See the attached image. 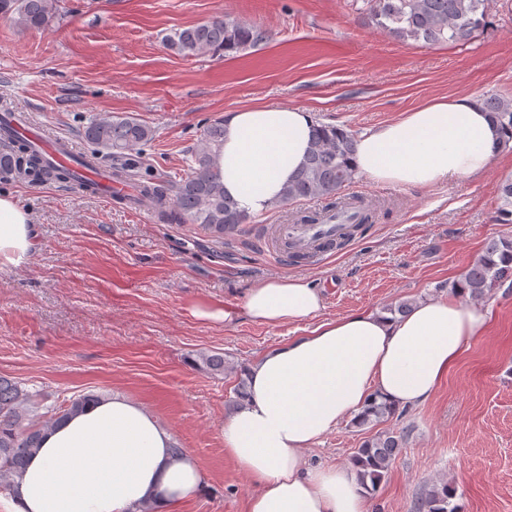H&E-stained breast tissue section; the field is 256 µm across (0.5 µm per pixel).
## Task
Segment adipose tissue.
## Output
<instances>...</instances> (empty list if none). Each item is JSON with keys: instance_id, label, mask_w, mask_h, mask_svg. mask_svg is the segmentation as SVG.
<instances>
[{"instance_id": "ef3b65f1", "label": "adipose tissue", "mask_w": 512, "mask_h": 512, "mask_svg": "<svg viewBox=\"0 0 512 512\" xmlns=\"http://www.w3.org/2000/svg\"><path fill=\"white\" fill-rule=\"evenodd\" d=\"M223 123L224 192L264 214L303 165L315 115L260 104L225 113ZM501 143L479 98L440 97L357 136L353 163L378 183L434 188L483 172ZM36 236L28 210L0 195V266L27 265ZM243 308L264 325L316 323L248 366V396L224 422L225 454L257 486L247 512H365L356 471L307 467L304 450L371 395L400 408L425 403L488 323L460 291L403 317L356 311L322 322L319 286L294 275L248 289ZM171 447L170 431L142 404L101 397L45 432L8 512H178L205 476L195 457H173Z\"/></svg>"}]
</instances>
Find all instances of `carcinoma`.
<instances>
[{
    "label": "carcinoma",
    "instance_id": "obj_1",
    "mask_svg": "<svg viewBox=\"0 0 512 512\" xmlns=\"http://www.w3.org/2000/svg\"><path fill=\"white\" fill-rule=\"evenodd\" d=\"M369 16L391 36L402 41H422L427 45L465 44L484 25L488 0H364ZM60 0H0V15L26 30H42L59 14ZM269 32L257 25L228 16H215L203 23L179 29L165 37L169 49L183 57H202L224 53L237 55L267 43ZM492 121L508 130L503 143L512 142V98L490 95L481 98ZM82 135L92 147V157L119 158L152 141L155 130L131 116L110 113L88 119ZM0 173L21 177L35 173L40 180L66 182L73 172L59 168L26 141L0 140ZM224 144V125H207L200 144L188 152L189 175L181 180L150 179L135 183L131 202H152L164 216L195 224L216 240L234 235L253 217L240 210L224 195L220 173V155ZM355 134L330 124H320L307 158L285 187L277 204L300 200H328L338 214L352 210L355 220L336 242L341 247L354 238L366 224L373 223L374 205L359 201L353 205L340 197L354 182L357 170L352 165ZM499 204L495 221L512 224V174L498 186ZM456 285L473 298L482 299L497 288H512V237L489 240L480 255L464 271ZM100 398L93 392L77 394L59 408L44 405L46 397L24 384L0 376V490H11L22 475L28 458L40 447L43 433L59 421L83 411ZM397 407L375 399L353 419L365 426L394 415ZM401 440L392 432L381 434L356 449L351 463L361 485L376 486L382 474L396 460ZM454 490L446 482L434 485L417 501L414 512H457L450 506Z\"/></svg>",
    "mask_w": 512,
    "mask_h": 512
}]
</instances>
